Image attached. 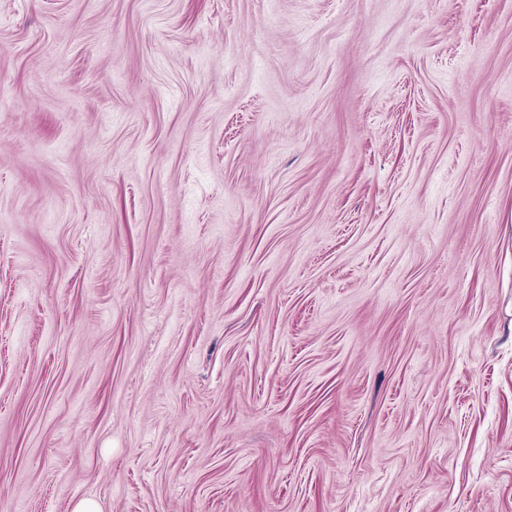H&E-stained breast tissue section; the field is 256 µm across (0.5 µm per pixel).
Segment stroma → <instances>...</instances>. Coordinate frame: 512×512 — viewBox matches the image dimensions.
I'll return each instance as SVG.
<instances>
[{
    "mask_svg": "<svg viewBox=\"0 0 512 512\" xmlns=\"http://www.w3.org/2000/svg\"><path fill=\"white\" fill-rule=\"evenodd\" d=\"M512 512V0H0V512Z\"/></svg>",
    "mask_w": 512,
    "mask_h": 512,
    "instance_id": "35a3bbf8",
    "label": "stroma"
}]
</instances>
